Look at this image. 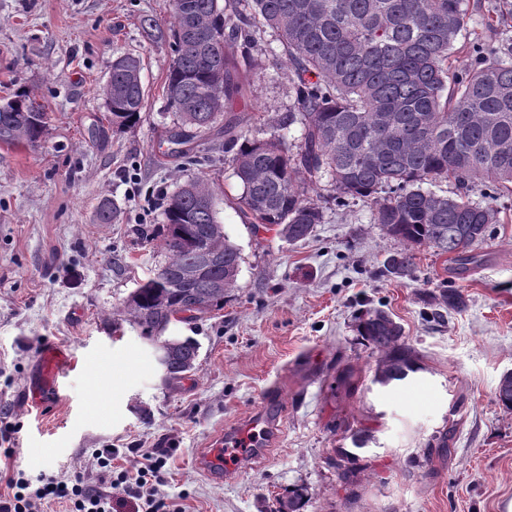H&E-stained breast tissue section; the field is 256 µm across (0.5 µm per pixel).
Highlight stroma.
<instances>
[{"label":"stroma","instance_id":"stroma-1","mask_svg":"<svg viewBox=\"0 0 512 512\" xmlns=\"http://www.w3.org/2000/svg\"><path fill=\"white\" fill-rule=\"evenodd\" d=\"M166 2L0 0V97L27 91L50 117L37 146L0 144V495L13 473L35 485L78 472L106 488L97 454L108 448L116 474L165 454L159 493L173 512H274L296 493L301 512H512V410L494 400L512 370V223L488 225L460 258L416 250L404 278L384 271L401 245L367 200L340 205L322 191L324 221L296 243L253 231L221 127L199 139V164L161 153L176 120L163 96L174 52L142 21L169 27ZM277 46L269 31L251 50L255 127L280 124L292 106ZM124 55L141 59L146 97L140 123L120 132L102 89ZM196 177L213 184L242 261L223 309L181 324L200 344L197 368L168 385L138 330L113 332L112 310L163 262L167 200ZM105 203L118 211L108 224L97 218ZM444 288L467 309H449ZM369 309L402 326L420 366L407 381L375 383L377 357L356 330ZM50 348L74 364L61 399L38 408L26 394ZM100 355L122 375L92 368ZM109 388L121 397L97 416ZM264 399L280 425L267 455L221 482L198 472V450ZM355 433L369 440L344 461L361 471L349 489L336 462Z\"/></svg>","mask_w":512,"mask_h":512}]
</instances>
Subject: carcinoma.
<instances>
[{"mask_svg": "<svg viewBox=\"0 0 512 512\" xmlns=\"http://www.w3.org/2000/svg\"><path fill=\"white\" fill-rule=\"evenodd\" d=\"M170 10L174 58L164 94L177 115L167 132L176 157L247 99L243 73L257 36L270 29L280 43L293 98L288 125L300 130L295 148L262 129L247 135L234 121L224 124V153L232 155L240 188L236 205L253 229L276 226L289 241L305 239L324 221L309 195L324 183L338 203H375L374 223L403 246L385 271L406 277L414 250L458 255L484 240L487 225L504 223L499 210L471 198L478 184L512 193V44H497L503 10L479 23L466 0H226L223 7L219 0H171ZM462 37L472 50L463 69L455 64ZM239 41L237 56L230 47ZM103 94L113 127L138 124L140 60L116 58ZM46 130V112L28 95L0 102V143L35 146ZM439 180L453 181L455 191L429 188ZM163 216L166 261L112 313V323L127 322L145 338L176 312L194 319L224 308L240 268V249L218 220L208 180L182 185ZM204 249L224 254V266L170 287ZM357 330L379 355L376 383L418 371L402 327L387 313L366 311ZM199 349L184 337L165 381L195 370Z\"/></svg>", "mask_w": 512, "mask_h": 512, "instance_id": "cac0c4a2", "label": "carcinoma"}]
</instances>
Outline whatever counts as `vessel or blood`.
<instances>
[{
    "label": "vessel or blood",
    "instance_id": "vessel-or-blood-1",
    "mask_svg": "<svg viewBox=\"0 0 512 512\" xmlns=\"http://www.w3.org/2000/svg\"><path fill=\"white\" fill-rule=\"evenodd\" d=\"M68 358L56 351L48 352L45 357V371L49 376L48 391L34 389L32 401L41 405L45 401L60 397L61 380ZM261 430L265 441H274L277 437L276 421L267 406H259L247 415L240 425L226 429L215 435L208 448L202 449L195 458V466L210 479L223 480L225 474H234L239 466L253 459L259 452L257 444L249 435L253 430Z\"/></svg>",
    "mask_w": 512,
    "mask_h": 512
}]
</instances>
